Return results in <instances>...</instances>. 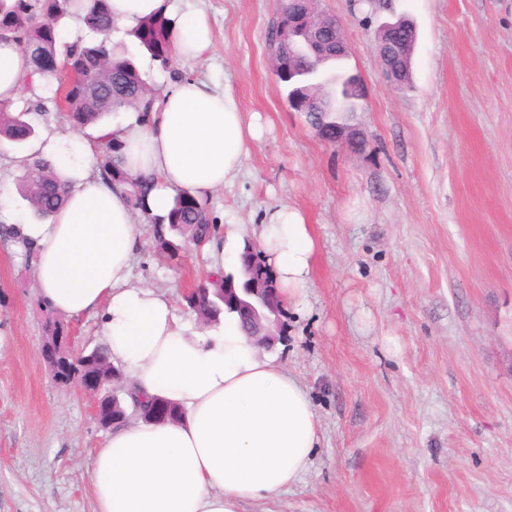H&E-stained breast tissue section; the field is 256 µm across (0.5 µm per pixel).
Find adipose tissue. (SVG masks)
I'll use <instances>...</instances> for the list:
<instances>
[{
    "mask_svg": "<svg viewBox=\"0 0 512 512\" xmlns=\"http://www.w3.org/2000/svg\"><path fill=\"white\" fill-rule=\"evenodd\" d=\"M204 13L176 24L173 51L193 61L212 45ZM29 66L16 43L0 42V101H18ZM120 145L124 169L152 177V213H165L179 194L201 198L232 182L258 122L246 120L229 88L180 78L156 103L150 123L136 114L101 125ZM33 151L58 161L70 183L63 206L39 224L0 210L17 235L8 248L26 256L43 303L78 319L101 314L113 365L135 398L174 402L176 422L113 428L94 456V512H243L297 483L319 446V422L302 384L261 355L226 318L193 331L174 314L172 293L136 282L133 266L149 228L133 214L124 186L91 170L92 145L77 134H47ZM284 301L304 298L317 253L313 228L300 210L274 211L260 232Z\"/></svg>",
    "mask_w": 512,
    "mask_h": 512,
    "instance_id": "adipose-tissue-1",
    "label": "adipose tissue"
}]
</instances>
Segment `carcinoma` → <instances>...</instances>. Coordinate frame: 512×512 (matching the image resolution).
<instances>
[{
  "label": "carcinoma",
  "mask_w": 512,
  "mask_h": 512,
  "mask_svg": "<svg viewBox=\"0 0 512 512\" xmlns=\"http://www.w3.org/2000/svg\"><path fill=\"white\" fill-rule=\"evenodd\" d=\"M70 0H0V39L15 41L29 58L31 73L50 80L51 96L37 94L21 98L17 104L0 103V141L24 145L35 136L33 126L25 120L32 112H42L45 101H50L56 111L74 129L83 130L102 121L112 112H134L138 119L156 111V91L143 78L133 57L109 44L112 15L109 0H86L83 25L101 36L96 43L81 37L71 42L62 41L61 32L70 18ZM174 20L158 13L142 21L129 32L135 44L150 59L166 69L173 59ZM288 0L281 6L271 28L269 49L276 79L284 91L288 86ZM317 91L326 104L322 121L331 127L346 118L355 103L342 100L336 108V71L322 67L315 76ZM120 147L113 140L99 142L98 168L113 182L125 184L133 208L139 211L144 222L152 227L154 251L170 262L182 258L180 248L187 240L209 242L217 238V229L207 201L177 195L164 215L150 213L146 196L151 180L133 177L122 168ZM25 173L20 189L34 213L47 218L65 203L69 184L57 172L54 162L40 154H29L24 162ZM232 272L209 273L199 284L210 289L209 309L217 317L207 325H217L226 315L237 316L224 307V276ZM158 398L135 404L127 410L124 397L115 402L117 414L130 412L137 418L160 405Z\"/></svg>",
  "instance_id": "cac0c4a2"
}]
</instances>
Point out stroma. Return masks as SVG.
<instances>
[{"label": "stroma", "instance_id": "stroma-1", "mask_svg": "<svg viewBox=\"0 0 512 512\" xmlns=\"http://www.w3.org/2000/svg\"><path fill=\"white\" fill-rule=\"evenodd\" d=\"M204 12L212 47L162 70L120 30L110 40L164 90L174 76L230 88L263 135L239 176L211 193L225 233L258 240L280 207L318 242L302 304L286 303L267 356L307 389L320 425L308 472L247 512H512V0H319L350 46L341 69L366 94L361 146L329 145L292 111L270 64L278 0H169ZM417 29L410 87L385 77L380 27ZM21 150L0 149V207L33 221ZM216 259L134 268L182 299ZM28 263L0 247V512H94L90 471L108 433L56 383Z\"/></svg>", "mask_w": 512, "mask_h": 512}]
</instances>
